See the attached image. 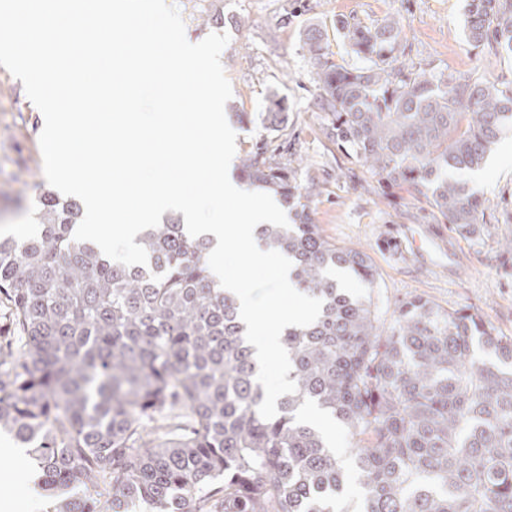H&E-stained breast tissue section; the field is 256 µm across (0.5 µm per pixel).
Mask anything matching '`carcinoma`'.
<instances>
[{
	"mask_svg": "<svg viewBox=\"0 0 512 512\" xmlns=\"http://www.w3.org/2000/svg\"><path fill=\"white\" fill-rule=\"evenodd\" d=\"M367 61L330 58L321 28L303 44L329 140L381 186H406L460 236L488 231L484 201L463 175L512 130V90L406 69L400 22L336 19ZM464 34L512 55V0H467ZM271 94L264 134L240 159L244 179L281 197L293 223L264 224L262 245L293 262L319 319L288 327L297 391L263 419L253 346L233 296L207 265L209 241L166 219L138 238L145 266H123L74 240L81 207L38 196L40 232L0 240V431L27 448L58 512H341L350 476L313 405L347 432L358 512H512V339L422 297L384 323L370 256L321 234L302 199L320 194L291 163L272 162L284 136ZM366 292L342 287L337 273ZM103 479L109 497L85 489Z\"/></svg>",
	"mask_w": 512,
	"mask_h": 512,
	"instance_id": "1",
	"label": "carcinoma"
}]
</instances>
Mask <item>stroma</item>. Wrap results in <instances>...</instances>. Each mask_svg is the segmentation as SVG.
<instances>
[{"label": "stroma", "instance_id": "1", "mask_svg": "<svg viewBox=\"0 0 512 512\" xmlns=\"http://www.w3.org/2000/svg\"><path fill=\"white\" fill-rule=\"evenodd\" d=\"M189 41L225 32L221 55L233 96L225 113L245 153L262 132L259 116L277 93L286 108L288 141L301 171L321 182L310 214L340 246L365 250L377 272L373 300L383 320L420 296L478 315L494 334L512 338V132L485 163L464 176L486 205L490 234L476 243L451 231L424 199L382 188L366 166L325 135L314 107L318 90L302 32L320 24L335 61L361 65L336 33V19L364 24L393 18L404 28L405 59L464 77H484L512 89V57L469 45L465 0H173ZM42 122L23 84L0 66V237L14 223L36 221L38 196L48 183L39 136Z\"/></svg>", "mask_w": 512, "mask_h": 512}]
</instances>
